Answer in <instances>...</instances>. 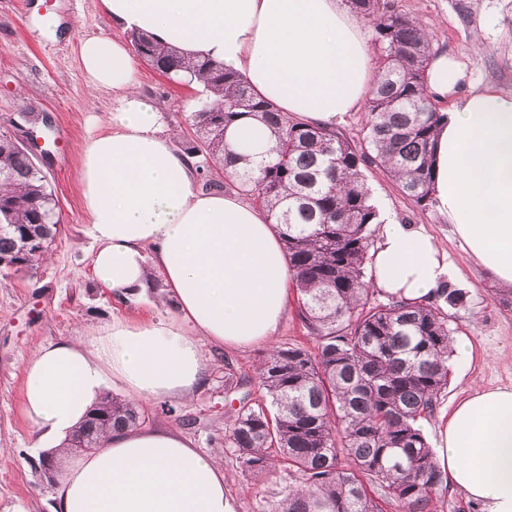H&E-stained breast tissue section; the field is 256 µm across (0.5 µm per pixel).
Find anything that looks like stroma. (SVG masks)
Segmentation results:
<instances>
[{
  "instance_id": "obj_1",
  "label": "stroma",
  "mask_w": 512,
  "mask_h": 512,
  "mask_svg": "<svg viewBox=\"0 0 512 512\" xmlns=\"http://www.w3.org/2000/svg\"><path fill=\"white\" fill-rule=\"evenodd\" d=\"M38 0H0V127H11L22 113L46 117L37 133L50 153L36 158L58 200L59 230L33 269L0 271V448L10 462L0 465V512H52L54 485L39 470L33 448L38 433L24 410V367L34 352L102 327L120 315L143 322L162 314L164 288L132 302H119L96 284L91 260L96 248L88 234L79 180L80 151L90 128L89 115L106 120L112 93L91 88L78 58V42L86 36L125 37L101 0H39L61 18L53 38L41 36L32 21ZM396 11L421 21L434 46L459 58L476 87H492L512 95V0H388ZM140 92L166 114L165 132L173 147L188 135L178 125L182 112L195 111L203 97L197 87L170 82L148 65L140 67ZM373 203L405 224L421 226L457 272L456 285L466 293L462 307L451 309L448 324L454 340L468 341L466 358L451 357L448 388L433 416L421 421L429 443H436L438 417L450 413L469 392L487 388L512 390V304L477 268L447 220L435 209L420 210L401 195L379 170L364 171ZM265 346L241 351L205 345L206 381L191 400L142 402L148 427L172 425L197 448L224 465L225 489L236 499L237 512H259L264 500L282 486L280 474L256 482L224 451V427L232 408L224 393L227 374L250 378Z\"/></svg>"
}]
</instances>
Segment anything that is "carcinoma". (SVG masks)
<instances>
[{"instance_id":"obj_1","label":"carcinoma","mask_w":512,"mask_h":512,"mask_svg":"<svg viewBox=\"0 0 512 512\" xmlns=\"http://www.w3.org/2000/svg\"><path fill=\"white\" fill-rule=\"evenodd\" d=\"M373 29L376 80L369 121L356 144L339 131L308 126L257 97L224 64L164 48L147 32L128 38L141 59L178 84L202 83L206 101L184 116L201 189L234 191L265 210L292 272L297 316L317 352L277 346L260 359L254 381L228 374L238 408L224 447L251 479L284 468V485L262 512H432L447 482L419 423L448 387L451 330L445 306L464 293L445 288L425 304L373 302L367 264L379 215L362 177L386 174L420 210L431 203L434 134L446 118L426 91L433 50L422 23L381 5L346 0ZM269 129L270 155L234 168L227 181L211 166L239 160L226 140L236 123ZM31 157L0 131V258L30 268L57 234L56 202ZM256 384L259 398L247 391ZM132 403L106 396L67 440L94 450L117 428L139 426Z\"/></svg>"}]
</instances>
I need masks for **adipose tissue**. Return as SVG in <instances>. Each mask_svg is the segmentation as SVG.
<instances>
[{
  "label": "adipose tissue",
  "instance_id": "1",
  "mask_svg": "<svg viewBox=\"0 0 512 512\" xmlns=\"http://www.w3.org/2000/svg\"><path fill=\"white\" fill-rule=\"evenodd\" d=\"M116 23L167 47L224 63L262 98L329 130L359 109L375 77L371 44L338 0H102ZM87 82L112 110L81 150L80 181L96 244L92 275L114 299L143 294L160 274L165 313L48 344L25 365L24 411L39 445L56 449L112 386L132 398L188 399L207 373L203 345L247 350L272 340L287 311L290 271L266 213L235 193L194 188L191 161L164 132L165 114L139 93L138 61L120 38H82ZM464 65L434 52L426 71L449 104L434 148L432 201L474 264L512 288V96L463 91ZM457 273L421 228L385 220L372 285L427 302ZM449 485L485 512H512V390L460 400L434 456ZM55 512H236L223 465L174 427L109 434L69 458Z\"/></svg>",
  "mask_w": 512,
  "mask_h": 512
}]
</instances>
